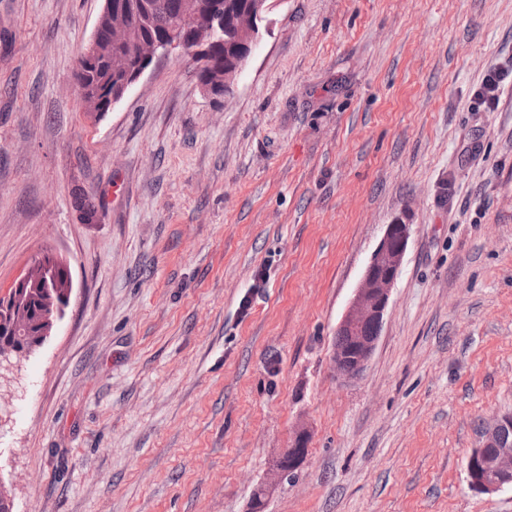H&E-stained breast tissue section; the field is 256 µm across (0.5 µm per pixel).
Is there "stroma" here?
<instances>
[{"label": "stroma", "mask_w": 512, "mask_h": 512, "mask_svg": "<svg viewBox=\"0 0 512 512\" xmlns=\"http://www.w3.org/2000/svg\"><path fill=\"white\" fill-rule=\"evenodd\" d=\"M103 5L0 0V289L46 249L75 285L0 379L14 512H512L466 471L512 411V88L472 98L512 64V0H279L232 94L178 48L95 123L75 73ZM398 218L347 380L336 327ZM512 76V70L508 73L500 66L490 67L484 74L480 85L474 90L473 97L478 106L475 107L478 112L480 107L482 112L495 111L501 100L504 85L508 77ZM408 239L409 224L396 220L387 225L336 327V335H341L336 336V346L343 349H336L333 358L336 372L343 378L358 377L371 359L381 335L384 314L403 263ZM348 347V350H344ZM306 438L301 436L295 440L292 448L285 449L278 457V462L283 461L286 455L293 458L290 463L284 462L279 465L278 462L275 467L274 476L279 482H289L295 477L296 469L300 466L298 462L305 456L306 453Z\"/></svg>", "instance_id": "35a3bbf8"}]
</instances>
